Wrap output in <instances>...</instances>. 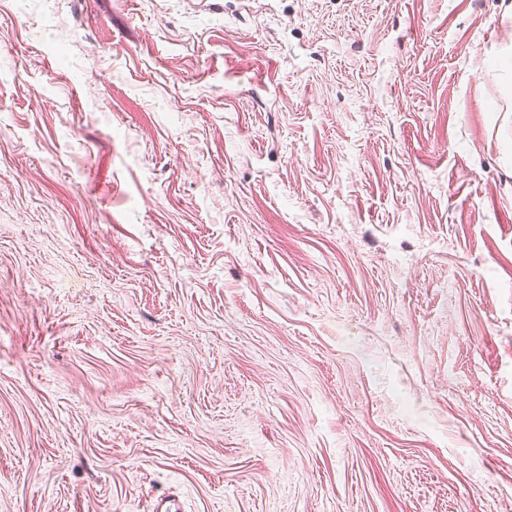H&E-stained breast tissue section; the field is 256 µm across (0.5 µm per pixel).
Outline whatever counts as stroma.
<instances>
[{
	"mask_svg": "<svg viewBox=\"0 0 512 512\" xmlns=\"http://www.w3.org/2000/svg\"><path fill=\"white\" fill-rule=\"evenodd\" d=\"M512 0H0V512H512Z\"/></svg>",
	"mask_w": 512,
	"mask_h": 512,
	"instance_id": "obj_1",
	"label": "stroma"
}]
</instances>
